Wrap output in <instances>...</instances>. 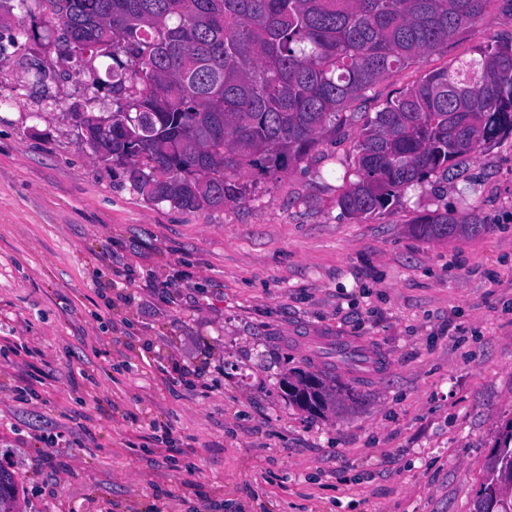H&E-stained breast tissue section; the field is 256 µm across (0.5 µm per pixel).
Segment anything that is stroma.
Masks as SVG:
<instances>
[{"label":"stroma","mask_w":512,"mask_h":512,"mask_svg":"<svg viewBox=\"0 0 512 512\" xmlns=\"http://www.w3.org/2000/svg\"><path fill=\"white\" fill-rule=\"evenodd\" d=\"M512 41V0L369 88L335 136L246 197L183 210L95 158L78 104L108 92L0 39V463L20 512H474L512 421V136L369 216L337 204L365 118L433 69ZM478 219L431 240L413 218ZM391 357L356 397L302 412L289 369L336 361L302 336ZM192 368L173 383V364ZM35 389L38 401L18 395ZM61 472L54 491L52 472Z\"/></svg>","instance_id":"35a3bbf8"}]
</instances>
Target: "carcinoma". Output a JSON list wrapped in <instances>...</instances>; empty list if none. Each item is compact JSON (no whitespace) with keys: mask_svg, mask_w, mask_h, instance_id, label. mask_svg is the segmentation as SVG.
Here are the masks:
<instances>
[{"mask_svg":"<svg viewBox=\"0 0 512 512\" xmlns=\"http://www.w3.org/2000/svg\"><path fill=\"white\" fill-rule=\"evenodd\" d=\"M488 0H37L58 22L57 63L109 87L117 108L86 141L103 163L129 166L133 186L181 209L245 198L242 172L297 166L348 104L374 83L477 22ZM0 29L28 0H0ZM112 60L104 75L97 63ZM512 134V45L429 72L361 127L355 180L338 205L368 215L482 144ZM432 240L477 235L479 221L433 213L412 222ZM288 398L324 412L353 386L303 368ZM18 484L0 464V512ZM475 512H512V422L489 455Z\"/></svg>","mask_w":512,"mask_h":512,"instance_id":"carcinoma-1","label":"carcinoma"}]
</instances>
